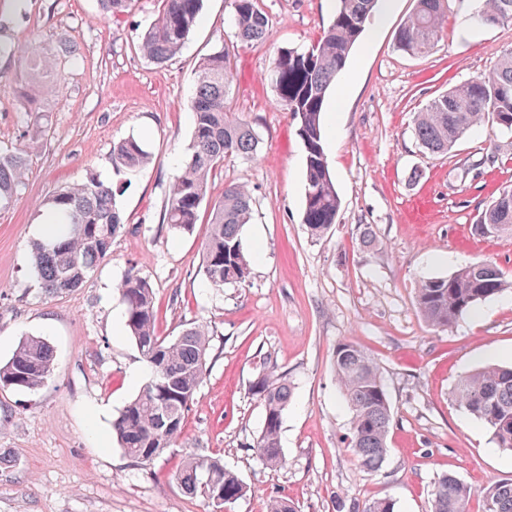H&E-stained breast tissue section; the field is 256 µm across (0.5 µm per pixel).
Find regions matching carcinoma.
I'll return each mask as SVG.
<instances>
[{"mask_svg": "<svg viewBox=\"0 0 512 512\" xmlns=\"http://www.w3.org/2000/svg\"><path fill=\"white\" fill-rule=\"evenodd\" d=\"M101 14L115 21L125 16L132 0H98ZM377 0H336V10L322 38L304 51L283 48L273 60L270 80L282 109L297 120L306 153L302 223L311 235H323L336 217L340 201L325 153L323 113L328 90L343 73L353 48L374 13ZM480 25L512 23V0H479ZM163 10L141 36L139 49L149 62L163 65L186 44L203 7V0H163ZM449 0H416L413 13L395 34L398 50L410 55L429 52L441 36ZM236 41L251 43L266 37L268 20L258 0H232ZM235 46L224 44L203 58L192 100L195 114L188 153L172 182L163 222L178 233L190 234L199 223L211 176L224 160L251 161L260 138L232 108ZM491 124L512 132V50L494 69L475 75L433 99L414 119L419 146L432 155L445 154L474 129ZM150 160L144 145L131 136L112 150V167L132 175ZM21 153L0 150V207L17 195L25 176ZM128 181L107 184L97 176L68 186L42 204L55 233L32 244V268L46 292L58 294L79 288L111 251L122 219L118 198ZM250 192L237 183L224 185V197L211 205L204 243L202 271L214 288L245 281L250 269L242 229L253 218ZM480 237L512 231V193L503 204L491 202L474 226ZM125 306L126 326L151 371V379L112 423L120 447L140 464H151L182 434L185 412L207 371L208 331L202 325L168 339L156 330L154 289L144 278L126 275L117 285ZM508 288L497 266L478 261L447 277L422 280L416 304L433 327L449 329L458 317L481 301ZM54 367L52 348L39 337L19 343L12 357L0 364V387L37 391ZM336 382L352 413L349 447L359 466L375 472L387 455L386 437L391 409L379 367L352 342L337 345ZM252 395L264 406V423L257 439L260 460L269 467L285 463L280 446L283 414L291 399L285 376L257 377ZM453 398L490 431L503 449L512 450V367L488 364L463 376ZM214 466L213 481L224 501L244 495L246 487L213 457L190 458L177 474L182 490L205 496V474ZM471 490L456 477L444 475L434 486L431 512H469ZM484 512H512V480L482 491Z\"/></svg>", "mask_w": 512, "mask_h": 512, "instance_id": "1", "label": "carcinoma"}]
</instances>
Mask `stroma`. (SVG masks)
Here are the masks:
<instances>
[{
    "label": "stroma",
    "instance_id": "35a3bbf8",
    "mask_svg": "<svg viewBox=\"0 0 512 512\" xmlns=\"http://www.w3.org/2000/svg\"><path fill=\"white\" fill-rule=\"evenodd\" d=\"M259 5L267 37L238 46L232 84L259 152L225 162L208 192L212 202L229 182L251 192L244 239L253 261L244 282L215 289L201 269L205 225L181 234L162 218L191 140L198 66L232 38L231 0H204L184 48L163 66L139 50L160 0H133L117 21L101 17L98 0H0V43L28 45L59 64L37 73L0 53V149L27 163L17 197L0 208V364L29 336L46 340L55 357L38 392L0 388V512H214L175 478L198 455L220 458L247 488L224 512H267L278 496L297 512L385 498L396 512H429L446 474L470 487V512H483V488L512 479V452L451 397L468 372L512 364V289L449 330L430 326L416 305L420 280L475 261L512 281V234L483 238L473 229L486 205L512 190V134L486 125L444 156L424 153L414 135L416 112L512 49V24L475 28L477 0H452L443 36L411 56L396 49L394 34L415 0H394L379 32L364 31L336 82L347 92L344 110L325 130L340 209L315 238L301 221L305 150L269 71L277 49L320 38L336 0ZM131 136L151 161L119 199L123 226L110 254L81 288L48 294L30 264L39 203L92 174L116 181L112 147ZM130 272L155 291L160 335L196 324L210 332L207 372L183 432L147 466L112 434L149 377L116 290ZM346 341L374 358L391 407L388 452L375 472L360 468L348 446L351 412L334 370ZM271 369L293 387L278 468L258 457L264 408L250 391Z\"/></svg>",
    "mask_w": 512,
    "mask_h": 512
}]
</instances>
